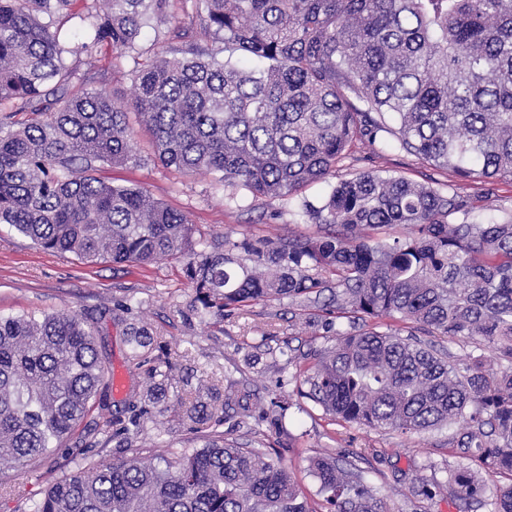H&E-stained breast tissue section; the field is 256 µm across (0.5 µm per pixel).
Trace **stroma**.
Here are the masks:
<instances>
[{"label":"stroma","mask_w":512,"mask_h":512,"mask_svg":"<svg viewBox=\"0 0 512 512\" xmlns=\"http://www.w3.org/2000/svg\"><path fill=\"white\" fill-rule=\"evenodd\" d=\"M61 39L70 46L68 63L77 66L93 89L115 96L129 95L131 55L115 56L104 50L89 53L88 28L76 18L66 19ZM374 171L401 175L436 187L446 186L471 202L476 219L512 218V182L464 181L452 172L420 164L414 157L396 153L377 155L367 144L354 142L343 161L342 174ZM102 179L116 186L148 190L169 208L189 215L195 240L216 236L239 239L323 235L329 228L308 221L303 201L321 202L330 192L327 182L314 183L297 195L253 198L240 192L229 200L215 188L212 175L182 174L161 165L107 166ZM195 290L183 272L182 259L164 257L147 266L90 264L71 254L42 249L8 224H0V316L52 313L63 308L92 319L95 345L107 380H120L119 389H107L112 411L124 407L130 390L149 398L153 384L145 368L130 358L123 332L128 325L147 327L154 342L173 353L174 381L166 389V409L145 418L137 434L126 436L118 427L102 428L97 412L79 424L80 443H67L48 459L7 470L5 479L14 494L0 498V512H29L41 501L49 483L57 478L82 475L88 458L119 462L141 449L151 461L200 447L198 434L184 419L188 406H209L213 394H252L266 398L279 379L295 372H311L314 350L326 347L333 336L325 325L319 303L305 298L257 301L225 319L196 312ZM223 430L227 438L271 453L286 467L308 503L330 512L309 471L312 451L323 450L356 466L363 481L383 497L390 512H488L465 510L463 504L441 494H415L414 486L445 482L452 469L470 466L463 449L455 444L463 434L453 425L417 435L344 424L308 399L287 410L284 418L268 413L263 421H242L229 413Z\"/></svg>","instance_id":"1"}]
</instances>
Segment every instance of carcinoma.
<instances>
[{"label":"carcinoma","instance_id":"1","mask_svg":"<svg viewBox=\"0 0 512 512\" xmlns=\"http://www.w3.org/2000/svg\"><path fill=\"white\" fill-rule=\"evenodd\" d=\"M169 0H0V224L45 250L86 262L148 264L186 257L204 314L334 287L336 318L389 317L498 353V370L448 355L401 329H336L301 395L346 423L422 434L460 422L458 446L479 469L450 471L428 497L512 512V484L485 497L486 478L512 474V220L477 222L455 192L402 176L360 172L303 210L323 236L215 239L198 249L189 217L143 188L114 186L105 166L152 160L206 171L253 198L286 197L336 173L354 139L411 155L468 180L512 181V0H190L189 22ZM79 15L91 43L145 54V29L169 25L181 45L153 53L116 98L87 87L59 41ZM208 36L199 44L195 26ZM151 151L132 147L129 117ZM459 215L461 220L449 222ZM402 228L391 240L387 231ZM143 328L126 336L144 363ZM171 354L147 371L163 385ZM105 386L89 318L66 310L0 317V466L49 457L72 438ZM131 393L105 424L138 430L150 410ZM232 409L185 418L205 444L147 462L101 458L54 481L31 512H312L270 454L224 439ZM334 512H389L360 475L323 452L309 457Z\"/></svg>","mask_w":512,"mask_h":512}]
</instances>
